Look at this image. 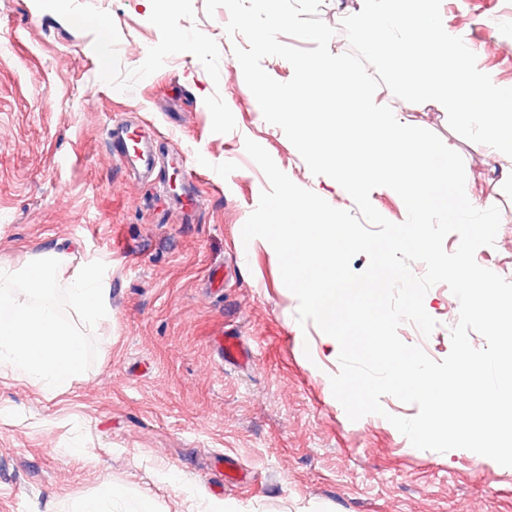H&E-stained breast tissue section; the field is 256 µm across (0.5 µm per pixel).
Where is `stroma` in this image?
<instances>
[{
    "label": "stroma",
    "mask_w": 512,
    "mask_h": 512,
    "mask_svg": "<svg viewBox=\"0 0 512 512\" xmlns=\"http://www.w3.org/2000/svg\"><path fill=\"white\" fill-rule=\"evenodd\" d=\"M167 11L166 26L141 0H0V266L60 249L71 271L101 261L112 308L93 365L69 390L46 393L0 369V512H71L107 484L126 492L112 512L141 501L148 512H210L215 501L234 512H512V467L416 449L389 422L417 406L386 395L385 416L349 420L331 391L339 363L328 335L298 324L272 246L242 241L268 187L246 140L333 207L355 204L258 112L228 11L207 16L205 0H169ZM73 12L88 24L72 26ZM441 14L479 69L512 87V0H442ZM376 97L453 145L467 187L512 216V185L496 175L512 158L474 148L432 102L383 86ZM119 115L161 156L159 173L121 169L104 133ZM180 153L203 202L190 224L174 209ZM475 258L512 281V223ZM424 307L437 322L424 350L440 361L459 302L439 283ZM225 334L250 364L217 358ZM220 456L243 482H225Z\"/></svg>",
    "instance_id": "obj_1"
}]
</instances>
